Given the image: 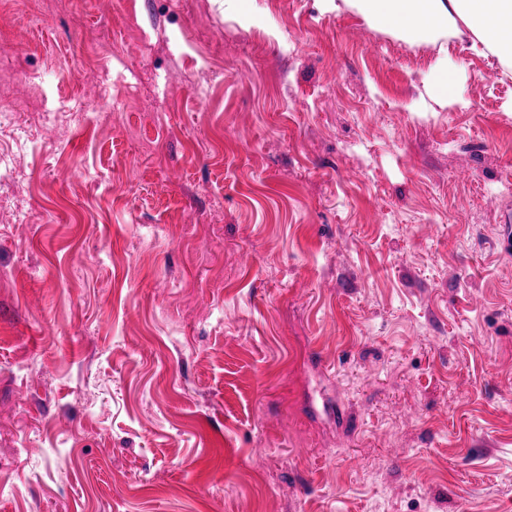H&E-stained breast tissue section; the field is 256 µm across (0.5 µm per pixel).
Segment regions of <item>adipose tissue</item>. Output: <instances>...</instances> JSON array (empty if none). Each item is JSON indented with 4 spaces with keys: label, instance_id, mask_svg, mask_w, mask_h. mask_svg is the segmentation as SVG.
I'll return each instance as SVG.
<instances>
[{
    "label": "adipose tissue",
    "instance_id": "ef3b65f1",
    "mask_svg": "<svg viewBox=\"0 0 512 512\" xmlns=\"http://www.w3.org/2000/svg\"><path fill=\"white\" fill-rule=\"evenodd\" d=\"M328 10H350L373 29L412 43L446 46L468 42L490 53L512 46V0H322ZM426 95L435 103H460L454 68L440 56L434 69L421 77Z\"/></svg>",
    "mask_w": 512,
    "mask_h": 512
}]
</instances>
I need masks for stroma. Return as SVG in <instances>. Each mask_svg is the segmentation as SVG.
<instances>
[{
    "label": "stroma",
    "instance_id": "1",
    "mask_svg": "<svg viewBox=\"0 0 512 512\" xmlns=\"http://www.w3.org/2000/svg\"><path fill=\"white\" fill-rule=\"evenodd\" d=\"M246 7L0 10V512H512V76Z\"/></svg>",
    "mask_w": 512,
    "mask_h": 512
}]
</instances>
